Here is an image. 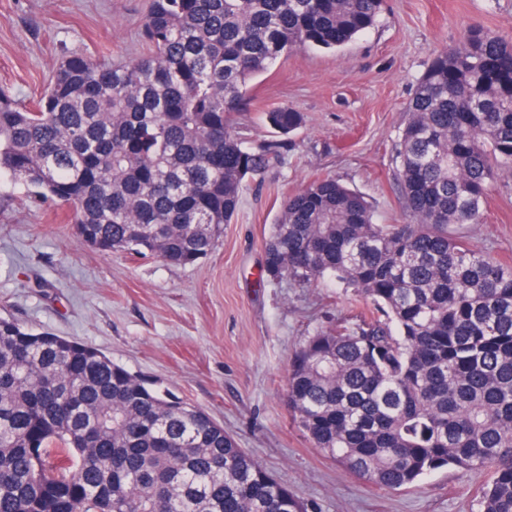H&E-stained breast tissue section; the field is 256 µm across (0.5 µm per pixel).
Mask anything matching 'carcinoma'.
Here are the masks:
<instances>
[{
	"label": "carcinoma",
	"mask_w": 512,
	"mask_h": 512,
	"mask_svg": "<svg viewBox=\"0 0 512 512\" xmlns=\"http://www.w3.org/2000/svg\"><path fill=\"white\" fill-rule=\"evenodd\" d=\"M384 0H151L148 52L69 55L34 107L0 92V173L73 208L104 254L208 255L277 144L231 129L252 82L299 47L337 51ZM286 135L301 116L265 113ZM409 224H378L333 176L284 198L265 248L301 286L373 308L291 359L285 403L313 446L389 489L494 467L481 512H512V265L451 225L479 224L512 175V38L472 24L434 57L395 145ZM0 512H308L204 409L94 347L0 318Z\"/></svg>",
	"instance_id": "carcinoma-1"
}]
</instances>
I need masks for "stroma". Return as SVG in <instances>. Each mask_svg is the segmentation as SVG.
I'll return each instance as SVG.
<instances>
[{
  "label": "stroma",
  "mask_w": 512,
  "mask_h": 512,
  "mask_svg": "<svg viewBox=\"0 0 512 512\" xmlns=\"http://www.w3.org/2000/svg\"><path fill=\"white\" fill-rule=\"evenodd\" d=\"M148 0H0V89L28 105L62 57L118 65L143 51ZM512 36V0H385L377 25L338 51H291L252 84L233 129L271 139L266 110L301 125L284 164L244 182L215 248L186 267L100 253L76 235L71 208L32 202L0 174V317L92 346L131 373L203 408L284 481L309 512H478L492 470L443 468L386 489L313 448L284 401L295 352L318 330L352 322L367 302L325 279L268 280L264 246L283 198L320 175L363 194L380 224H403L393 146L431 59L469 23ZM459 233L512 265V179L490 186L481 223Z\"/></svg>",
  "instance_id": "1"
}]
</instances>
